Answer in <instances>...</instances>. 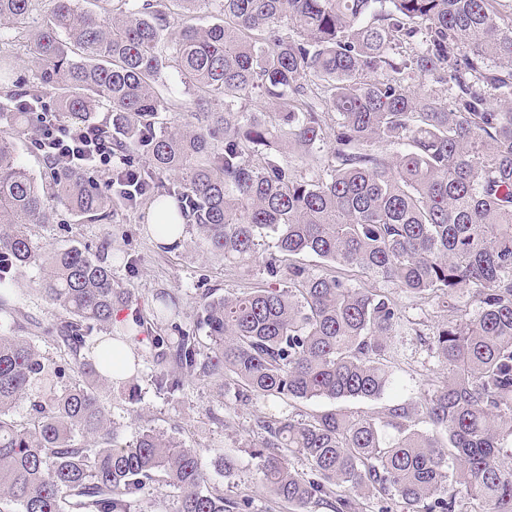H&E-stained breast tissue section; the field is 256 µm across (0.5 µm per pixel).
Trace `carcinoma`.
Masks as SVG:
<instances>
[{"label":"carcinoma","mask_w":512,"mask_h":512,"mask_svg":"<svg viewBox=\"0 0 512 512\" xmlns=\"http://www.w3.org/2000/svg\"><path fill=\"white\" fill-rule=\"evenodd\" d=\"M32 2L0 0V26L27 23ZM80 2L51 0L32 34L33 85L0 100V512H138L156 482L179 492L176 512H243L248 500L212 490L183 440L144 424L121 444L112 391L138 401V344L171 399L193 378L220 397L231 384L245 403L397 390L393 337L411 322L391 293L358 286L350 270L453 312L432 332L451 372L425 399L445 442L412 428L404 404L385 420L262 419L251 445L262 486L295 512H349L352 493L397 496L407 512H456L460 494L471 512H512V7L120 0L127 9L116 15ZM211 7L219 22H185ZM168 68L194 90L185 116L169 98ZM49 93L72 127L99 123L108 107L112 145L128 160L112 189L45 157L48 197L22 167L14 139L39 130L32 104ZM255 96L274 111L245 109ZM296 161L311 173L297 175ZM116 197L150 200L156 238L189 234L194 249L248 272L267 249L271 281L210 299L189 327L170 294L148 315L121 317L133 301L112 278L111 242L47 258L30 233L58 205L106 220ZM281 254L293 258L285 268ZM302 254L324 270L294 260ZM26 268L38 276L18 288ZM465 292L477 298L472 313L460 308ZM35 298L61 309L54 323L29 316ZM124 347L131 357L112 367ZM294 453L310 476L290 468ZM213 466L230 477L234 456L217 449Z\"/></svg>","instance_id":"carcinoma-1"}]
</instances>
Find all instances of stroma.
Listing matches in <instances>:
<instances>
[{"instance_id": "35a3bbf8", "label": "stroma", "mask_w": 512, "mask_h": 512, "mask_svg": "<svg viewBox=\"0 0 512 512\" xmlns=\"http://www.w3.org/2000/svg\"><path fill=\"white\" fill-rule=\"evenodd\" d=\"M49 0H35L29 23L14 25L0 30V67L8 69V79L0 81V97L7 92L28 87L34 78L30 56V30L33 22L41 20ZM151 204L137 208L117 205L110 218L89 223L70 215L64 208H57L53 223L35 227L38 240L47 250L71 245H93L108 238L113 250L128 252L135 261V269L113 265L112 272L121 287L130 290L133 299L142 308H150L157 294H176L180 305V320L193 324L206 295L221 296L238 288H250L263 283L262 271L246 274L242 269L224 263L223 259L198 253L190 246L167 250L157 244L147 233ZM392 295L405 315L414 322L415 329L397 337L398 357L390 366L400 386L378 399H319L308 402H283L258 399L243 405L236 402L233 394L217 397L204 381H192L187 395L172 400L158 394L150 382V365L142 363L137 379L140 393L138 404L130 405L113 400L112 415L117 423L121 440L132 441L135 422L143 420L167 430L168 433L200 448L204 469L210 470V483L225 499H248L247 512H281L267 490L257 482L256 461L248 445L253 437L252 429L260 417L292 415L307 419L313 415L341 410L374 417L386 416L390 407L404 404L414 408L412 425L415 429L433 433L424 408V399L434 385L448 376V369L438 358L431 339L433 327L446 319L447 313L431 298H415L399 288H392ZM224 416V424L212 423L207 410ZM221 448L232 451L237 458V470L227 479L212 473V451Z\"/></svg>"}]
</instances>
